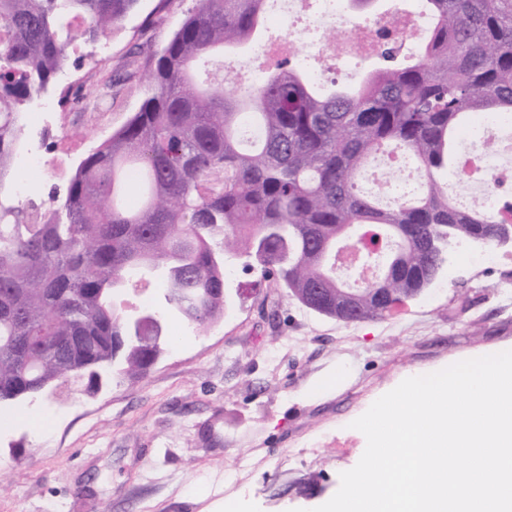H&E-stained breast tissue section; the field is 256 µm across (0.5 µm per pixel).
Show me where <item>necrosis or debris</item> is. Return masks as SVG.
Here are the masks:
<instances>
[{"label": "necrosis or debris", "instance_id": "1", "mask_svg": "<svg viewBox=\"0 0 512 512\" xmlns=\"http://www.w3.org/2000/svg\"><path fill=\"white\" fill-rule=\"evenodd\" d=\"M270 2V15L279 18L286 31L279 39L253 48L248 64L256 83L265 79L268 61L278 55L360 63L375 57L380 33L398 37L404 49L411 52L418 42L428 38L432 28L423 0H393L369 20L353 13L349 0H320V10L314 17L319 37L302 43L293 38L290 29L294 18L305 10L307 0ZM460 139V170L465 178L462 193L472 211L497 214L501 199L512 198V118L485 116L476 134L464 133ZM405 168L406 163L399 156L382 160L370 174L375 191L396 202L418 196L423 185L419 178H403Z\"/></svg>", "mask_w": 512, "mask_h": 512}]
</instances>
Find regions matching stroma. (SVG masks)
I'll return each mask as SVG.
<instances>
[{
    "mask_svg": "<svg viewBox=\"0 0 512 512\" xmlns=\"http://www.w3.org/2000/svg\"><path fill=\"white\" fill-rule=\"evenodd\" d=\"M196 0H139L99 46L75 41L33 104L5 181L54 209L80 161L137 112L162 49ZM42 165L25 172L28 150ZM224 317L173 342L138 381L0 406V512H312L366 438L352 422L404 379L512 350V248L449 252L434 283L381 320L344 323L230 259Z\"/></svg>",
    "mask_w": 512,
    "mask_h": 512,
    "instance_id": "1",
    "label": "stroma"
}]
</instances>
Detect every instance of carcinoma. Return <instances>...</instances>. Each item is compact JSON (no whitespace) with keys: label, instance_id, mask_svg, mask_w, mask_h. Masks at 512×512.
<instances>
[{"label":"carcinoma","instance_id":"obj_1","mask_svg":"<svg viewBox=\"0 0 512 512\" xmlns=\"http://www.w3.org/2000/svg\"><path fill=\"white\" fill-rule=\"evenodd\" d=\"M138 0H0V189L20 116L63 70L72 30L95 43ZM266 0H198L156 58L147 96L79 163L46 224L0 196V404L32 400L97 371L143 377L164 340H126L121 289L161 273L157 320L199 330L224 314L225 265L260 256V271L319 314L336 316V242H366L360 265L388 275L362 286L355 321L386 311L373 298L420 294L448 245L495 242L504 216L448 197L453 139L479 112L512 115V0H426L431 40L416 59L381 35V64L354 90L322 93L295 59L238 95L199 65L250 43ZM409 159L422 193L396 204L363 191L371 160Z\"/></svg>","mask_w":512,"mask_h":512}]
</instances>
